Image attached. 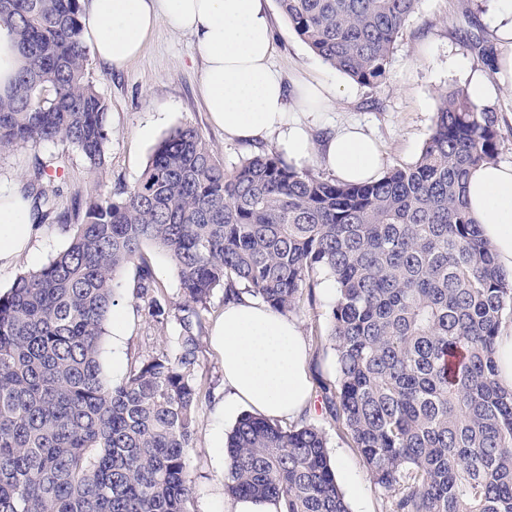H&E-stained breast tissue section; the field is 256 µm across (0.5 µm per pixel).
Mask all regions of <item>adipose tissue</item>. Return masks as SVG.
I'll return each instance as SVG.
<instances>
[{
  "label": "adipose tissue",
  "mask_w": 512,
  "mask_h": 512,
  "mask_svg": "<svg viewBox=\"0 0 512 512\" xmlns=\"http://www.w3.org/2000/svg\"><path fill=\"white\" fill-rule=\"evenodd\" d=\"M269 0H88L83 37L109 69L137 57L159 22L192 36L204 67L203 107L229 140L275 138L294 162L319 156L336 178L378 177L380 146L348 125L315 145L288 114L282 76L272 63ZM466 199L498 264L512 272V165L488 164L468 178ZM31 202L0 191V262L28 251ZM213 346L224 357V396L218 414L245 408L273 420H293L311 406L308 347L298 324L243 293L227 301L215 323Z\"/></svg>",
  "instance_id": "obj_1"
}]
</instances>
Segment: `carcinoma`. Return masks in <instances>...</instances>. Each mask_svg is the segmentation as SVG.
I'll use <instances>...</instances> for the list:
<instances>
[{
	"mask_svg": "<svg viewBox=\"0 0 512 512\" xmlns=\"http://www.w3.org/2000/svg\"><path fill=\"white\" fill-rule=\"evenodd\" d=\"M309 49L374 88L417 0H277ZM80 0H0L25 65L0 93V154L65 140L106 166L108 105L87 73ZM494 108L455 88L439 97L417 159L346 183L255 154L231 170L179 127L117 197L32 218L74 228L67 248L0 293V512H187L201 387L202 312L218 288L273 310L336 285L329 341L338 378L326 410L342 422L385 512H512V387L496 339L512 314V273L467 206L471 169L497 160ZM172 262L178 314L143 255ZM177 348L103 375L100 345L121 277ZM224 491L282 512H350L323 428L246 413L227 438Z\"/></svg>",
	"mask_w": 512,
	"mask_h": 512,
	"instance_id": "obj_1",
	"label": "carcinoma"
}]
</instances>
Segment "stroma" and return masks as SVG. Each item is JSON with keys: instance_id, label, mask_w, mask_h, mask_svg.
Segmentation results:
<instances>
[{"instance_id": "35a3bbf8", "label": "stroma", "mask_w": 512, "mask_h": 512, "mask_svg": "<svg viewBox=\"0 0 512 512\" xmlns=\"http://www.w3.org/2000/svg\"><path fill=\"white\" fill-rule=\"evenodd\" d=\"M495 8L496 0H418L396 43L386 80L368 89L317 57L296 35L276 0H271L273 61L292 91L299 83L314 79L333 87L334 97L310 127L314 143H321L341 124L356 123L378 140L388 166L413 162L432 132L440 94L469 87L472 75L480 74L494 89L487 103L498 116V159L512 163V86L501 82L496 66L512 47L494 33ZM87 68L109 105L104 170L92 172L69 143H43L0 155L1 188H22L40 159L49 165L43 187L56 210L70 208L78 196L118 193L137 181L158 142L184 126L198 129L228 168L260 151L277 148L272 140L225 139L223 131L210 123L200 104L202 60L196 44L167 24L157 27L140 57L124 69L108 70L93 57ZM70 237V230L60 224L32 226L30 252L0 267V292L7 291L21 272L40 268L63 251ZM133 277L130 270L123 276L118 303L124 315L121 332H106L101 342L103 373L115 382L124 377L134 356L176 345V323L159 328L150 322L142 300L131 293ZM333 284L332 277L320 275L312 304L294 316L308 344L307 372L315 394L310 420L325 430L330 457L343 462L336 480L351 512H383V496L367 479L357 448L342 424L324 409L325 397L337 381L336 352L327 338L329 314L336 301ZM223 311L224 293L219 290L204 316L206 333L201 337L196 370L202 398L194 444L185 458L194 479L188 512H224V468L218 458L225 453L234 422L221 419L215 411V399L224 390L223 356L208 335Z\"/></svg>"}]
</instances>
